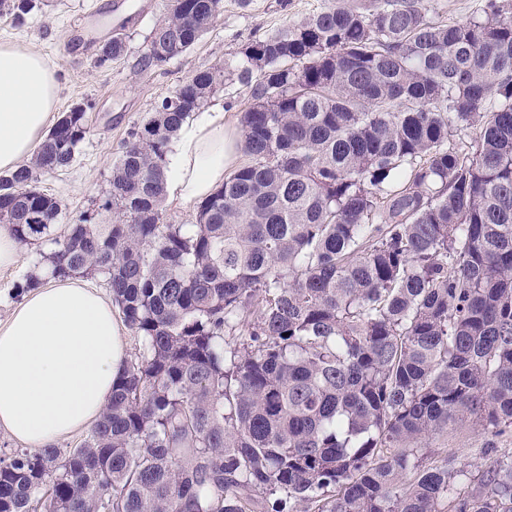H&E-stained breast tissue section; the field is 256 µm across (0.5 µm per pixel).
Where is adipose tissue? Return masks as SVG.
Returning <instances> with one entry per match:
<instances>
[{"mask_svg":"<svg viewBox=\"0 0 512 512\" xmlns=\"http://www.w3.org/2000/svg\"><path fill=\"white\" fill-rule=\"evenodd\" d=\"M57 80L30 48L0 43V171L14 170L40 144L55 106ZM240 136L224 109L197 112L167 155V190L179 203L202 200L240 156ZM126 361L109 299L84 279L36 288L0 323V430L43 448L92 426Z\"/></svg>","mask_w":512,"mask_h":512,"instance_id":"obj_1","label":"adipose tissue"}]
</instances>
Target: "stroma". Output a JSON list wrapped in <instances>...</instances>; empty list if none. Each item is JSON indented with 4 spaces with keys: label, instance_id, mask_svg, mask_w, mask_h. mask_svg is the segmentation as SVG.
Segmentation results:
<instances>
[{
    "label": "stroma",
    "instance_id": "1",
    "mask_svg": "<svg viewBox=\"0 0 512 512\" xmlns=\"http://www.w3.org/2000/svg\"><path fill=\"white\" fill-rule=\"evenodd\" d=\"M354 0H224V12L184 55L163 66L145 70L140 59L149 34L167 9V0H50L34 10L23 26L0 20V42L25 45L41 54L58 80L55 110L76 105L87 112V133L69 169L42 175L39 187L62 207L61 223H72L97 209L109 193L112 164L123 143L147 112L179 81L199 70L224 67L238 61L243 45L329 6ZM124 25L129 36L118 60L97 66L101 44L111 27L95 25L98 15ZM39 257L36 245L19 247V260L0 270V322L21 301L18 286ZM486 439L478 426L466 423L450 434L436 436L419 457L425 462L448 460L452 466L478 474L491 459L479 455Z\"/></svg>",
    "mask_w": 512,
    "mask_h": 512
}]
</instances>
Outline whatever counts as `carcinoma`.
Instances as JSON below:
<instances>
[{
  "label": "carcinoma",
  "mask_w": 512,
  "mask_h": 512,
  "mask_svg": "<svg viewBox=\"0 0 512 512\" xmlns=\"http://www.w3.org/2000/svg\"><path fill=\"white\" fill-rule=\"evenodd\" d=\"M43 0H0L15 25ZM223 0H172L144 69L185 54ZM121 26L100 49L126 50ZM250 163L163 223L177 131L229 79L197 71L112 165L102 209L56 233L39 177L76 161L62 113L0 176V224L43 278L101 276L139 338L82 444L0 458V512H512V452L474 488L414 453L472 420L512 435V0L434 23L421 0L328 7L247 43Z\"/></svg>",
  "instance_id": "cac0c4a2"
}]
</instances>
